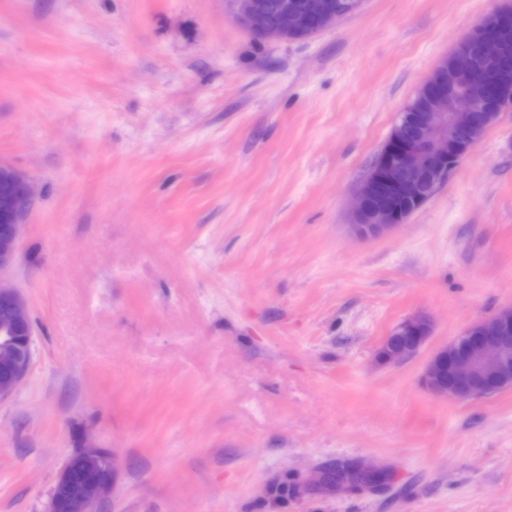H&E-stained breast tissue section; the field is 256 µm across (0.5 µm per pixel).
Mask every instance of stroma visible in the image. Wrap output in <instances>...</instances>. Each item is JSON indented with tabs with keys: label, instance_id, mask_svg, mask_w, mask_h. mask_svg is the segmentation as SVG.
I'll return each mask as SVG.
<instances>
[{
	"label": "stroma",
	"instance_id": "35a3bbf8",
	"mask_svg": "<svg viewBox=\"0 0 512 512\" xmlns=\"http://www.w3.org/2000/svg\"><path fill=\"white\" fill-rule=\"evenodd\" d=\"M512 0H363L261 42L225 0H0V161L37 199L1 276L31 311L0 399V512L71 454L100 512H512V389L424 390L434 347L512 307V107L391 235L351 199L400 112ZM428 315L429 346L376 350ZM384 484L334 480L354 467ZM430 335L431 323L426 316L408 317L384 338L377 350V360L382 364H398L417 354Z\"/></svg>",
	"mask_w": 512,
	"mask_h": 512
}]
</instances>
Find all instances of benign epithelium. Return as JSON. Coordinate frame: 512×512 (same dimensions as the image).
I'll return each mask as SVG.
<instances>
[{"instance_id":"7a95c632","label":"benign epithelium","mask_w":512,"mask_h":512,"mask_svg":"<svg viewBox=\"0 0 512 512\" xmlns=\"http://www.w3.org/2000/svg\"><path fill=\"white\" fill-rule=\"evenodd\" d=\"M232 20L261 41L284 42L295 33H319L352 13L362 0L333 4L330 0H284L280 19L270 22L260 0H226ZM505 10L499 9L471 29L448 56L454 73L448 85L429 78L436 85L434 112L422 119L413 112L400 113L401 123L416 128L411 139L392 132L386 149L378 155L372 174L356 190L351 229L362 239L377 238L404 223L402 214L388 200L398 192L414 195L425 204L436 187L476 148L478 132L492 124L498 113L512 105V92L499 88L492 78L503 45L495 29ZM13 191L0 196V218L14 215L8 224L0 222V272L17 258L24 219L35 197L31 180L14 167L0 163V178ZM0 399L10 396L26 377L32 362L34 327L30 310L16 288L0 283ZM431 335L430 320L414 315L400 322L377 350L382 364H398L417 354ZM512 355V308L475 322L459 336L435 350L422 376V385L432 394L453 401L476 397L471 392L480 379L496 376L502 363ZM115 480L113 460L107 449L89 446L75 451L51 489L47 512H99ZM336 480L368 485L375 475L349 471Z\"/></svg>"}]
</instances>
